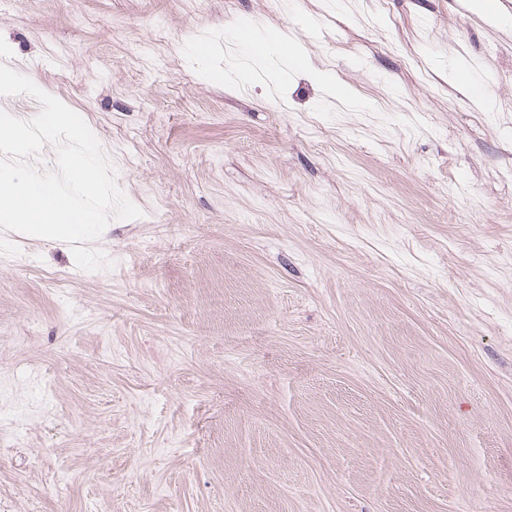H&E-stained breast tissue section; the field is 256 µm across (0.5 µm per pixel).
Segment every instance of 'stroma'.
<instances>
[{
    "instance_id": "1",
    "label": "stroma",
    "mask_w": 512,
    "mask_h": 512,
    "mask_svg": "<svg viewBox=\"0 0 512 512\" xmlns=\"http://www.w3.org/2000/svg\"><path fill=\"white\" fill-rule=\"evenodd\" d=\"M468 2L0 0L144 212L0 255V512H512V0ZM266 32L270 34V37L263 43L254 46L252 52H246L255 62L263 61L271 51L278 50L288 56L293 68L303 70L307 67V62L302 52L296 46H286L280 32L276 28L271 27Z\"/></svg>"
}]
</instances>
